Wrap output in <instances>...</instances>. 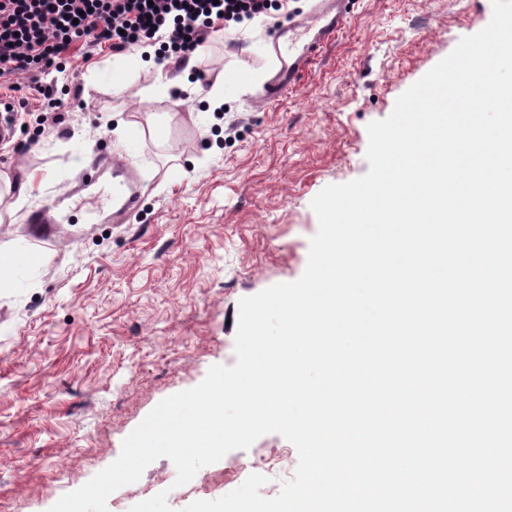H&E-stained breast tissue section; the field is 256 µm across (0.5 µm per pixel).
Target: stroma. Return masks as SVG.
I'll return each mask as SVG.
<instances>
[{
  "instance_id": "1",
  "label": "stroma",
  "mask_w": 512,
  "mask_h": 512,
  "mask_svg": "<svg viewBox=\"0 0 512 512\" xmlns=\"http://www.w3.org/2000/svg\"><path fill=\"white\" fill-rule=\"evenodd\" d=\"M279 3L209 39L203 61L208 81L224 82V112L205 93H184L182 70L169 69L170 92H154L152 62L108 47L75 56L59 80L60 124H37V92H13L28 109L9 115L0 173L34 188L0 223V512H49L115 461L162 399L235 364L240 300L306 269L318 230L312 199L366 174L368 125L493 12L492 0H350L337 40L265 102L271 41L311 7ZM150 119L163 140L140 136ZM103 155L143 183L128 223L101 222L111 173L83 182ZM51 195L61 198L57 222L41 235L29 216ZM298 462L293 444L268 433L177 488L173 463L160 458L108 510L129 512L164 491L182 512L254 473L268 476L260 493L271 498Z\"/></svg>"
}]
</instances>
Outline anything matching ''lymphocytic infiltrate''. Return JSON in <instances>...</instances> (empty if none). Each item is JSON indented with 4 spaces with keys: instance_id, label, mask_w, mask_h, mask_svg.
Instances as JSON below:
<instances>
[{
    "instance_id": "obj_1",
    "label": "lymphocytic infiltrate",
    "mask_w": 512,
    "mask_h": 512,
    "mask_svg": "<svg viewBox=\"0 0 512 512\" xmlns=\"http://www.w3.org/2000/svg\"><path fill=\"white\" fill-rule=\"evenodd\" d=\"M272 0H0V87L61 71L75 45H154L156 63L188 64L230 23L268 15Z\"/></svg>"
}]
</instances>
